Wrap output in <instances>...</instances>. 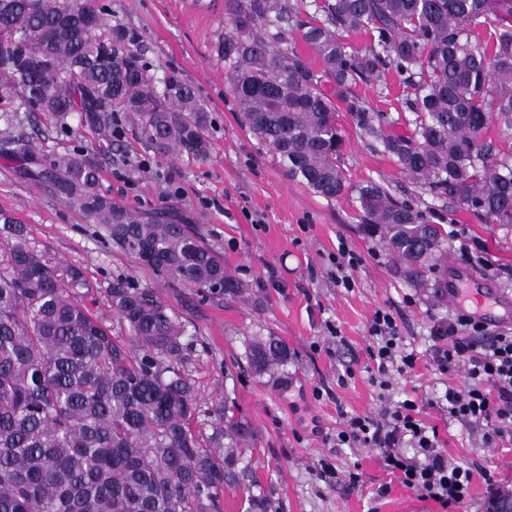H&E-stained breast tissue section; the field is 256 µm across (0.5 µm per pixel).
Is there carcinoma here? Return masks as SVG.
I'll return each mask as SVG.
<instances>
[{"label": "carcinoma", "mask_w": 512, "mask_h": 512, "mask_svg": "<svg viewBox=\"0 0 512 512\" xmlns=\"http://www.w3.org/2000/svg\"><path fill=\"white\" fill-rule=\"evenodd\" d=\"M224 0L215 45L245 127L288 178L328 201L345 195L366 231L394 256V274L434 302L448 298V234L429 213L383 184L351 183L336 112L394 160L415 192L457 202L512 226V147L486 139L512 130V0ZM92 15L97 28H85ZM98 0H0V73L24 104L65 127L76 114L109 143L120 113L135 117L157 155L210 158L208 113L171 75L157 82L140 34H98ZM369 41L353 45L350 36ZM313 50L315 68L290 41ZM395 71L413 114L397 135L388 113L354 93L387 88ZM24 177L105 226L113 246L167 284L238 300L246 284L177 218L172 205L139 211L99 189V164L83 152L45 154L5 141ZM93 285L64 272L30 241L28 225L0 213V512H216L224 486L249 489L244 465L255 434L229 405L212 433L192 426L198 395L186 367V324L153 287L117 277L103 289L124 335L83 302ZM265 373L288 363L274 336L251 342Z\"/></svg>", "instance_id": "obj_1"}]
</instances>
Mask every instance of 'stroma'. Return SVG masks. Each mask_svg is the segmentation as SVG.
Masks as SVG:
<instances>
[{
  "label": "stroma",
  "mask_w": 512,
  "mask_h": 512,
  "mask_svg": "<svg viewBox=\"0 0 512 512\" xmlns=\"http://www.w3.org/2000/svg\"><path fill=\"white\" fill-rule=\"evenodd\" d=\"M100 2L107 10L106 26L122 24L139 32L144 61L156 80L174 75L196 89L210 117V159L158 157L147 149L140 126L126 120L116 147L75 121L59 130L47 114L27 111L20 90L7 88L1 75L0 112L9 111L12 122L0 121V139L21 136L48 153L93 154L104 194L133 208L178 207L204 245L253 295L246 302L204 299L191 289L169 287L114 248L102 225L68 207L48 186L22 179L18 162L1 156L0 211L28 224L32 244L52 262L83 269L100 289L98 312L109 311L103 287L123 277L157 288L188 321L194 335L190 371L200 397L194 424L210 431L215 408L226 401L251 425L257 437L256 491L270 501V512H442L438 503L421 499L390 476L378 450L337 447L336 430L343 415L371 414L381 407L368 373L369 322L376 309L400 313L403 341L420 354L413 375L394 377L390 402L417 388L440 395L448 385L460 384V376L436 374L428 359L434 323L456 314L458 305L436 304L396 277L393 257L378 237L364 232L350 197L328 201L290 180L243 125L227 90L224 64L214 54L224 34V0H210L203 12L190 11L186 0ZM388 85L384 94L365 84L356 92L395 117V133L407 134L411 114L401 104L396 74H389ZM336 121L351 181L382 183L395 196L432 210L453 237L451 264L468 271L479 289L512 300V228L487 223L454 202L415 197L395 162L359 135L347 112H337ZM473 244L482 246L483 258L469 253ZM342 247L360 258L349 289L331 277ZM259 336L287 345V365L254 374L247 352ZM423 418L436 427L449 460L477 462L495 473L498 488L512 490V441L488 446L484 426L448 420L434 408ZM325 462L337 477H321ZM353 468L361 475L354 486L346 476Z\"/></svg>",
  "instance_id": "35a3bbf8"
}]
</instances>
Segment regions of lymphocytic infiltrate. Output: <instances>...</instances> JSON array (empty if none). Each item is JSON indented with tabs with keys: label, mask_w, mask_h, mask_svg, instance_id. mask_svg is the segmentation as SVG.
<instances>
[{
	"label": "lymphocytic infiltrate",
	"mask_w": 512,
	"mask_h": 512,
	"mask_svg": "<svg viewBox=\"0 0 512 512\" xmlns=\"http://www.w3.org/2000/svg\"><path fill=\"white\" fill-rule=\"evenodd\" d=\"M378 400H386L392 374L413 373L419 354L407 349L397 315L375 311L370 322ZM429 359L442 375L462 373L460 384L448 386L443 398L413 396L380 415H351L336 434L337 445L379 449L387 469L425 500L455 512L471 497L474 477L494 486L490 470L468 461L452 462L438 441L436 427L421 418L423 406L438 408L449 419L485 425L486 443L512 435V332H489L480 319L466 313L438 321L431 331Z\"/></svg>",
	"instance_id": "obj_1"
}]
</instances>
